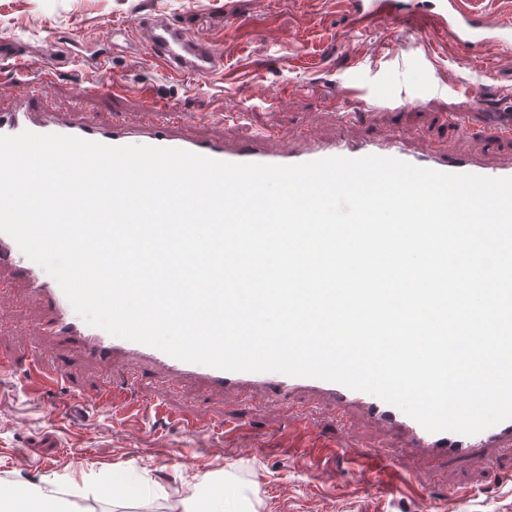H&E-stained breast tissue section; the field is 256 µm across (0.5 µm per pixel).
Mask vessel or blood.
<instances>
[{
	"label": "vessel or blood",
	"instance_id": "vessel-or-blood-1",
	"mask_svg": "<svg viewBox=\"0 0 512 512\" xmlns=\"http://www.w3.org/2000/svg\"><path fill=\"white\" fill-rule=\"evenodd\" d=\"M353 11L362 21L395 12L399 0H351ZM435 19L457 45L473 47L485 42L491 26L481 13L470 9L468 0H437ZM146 48L145 59L172 76L206 78L224 69V52L203 37L189 35L183 25L167 16L153 14L141 25ZM29 130L40 134H62L107 145L121 146L128 140L140 144L177 148L230 163L293 165L341 156L357 159L367 155L396 158L416 166L449 173H468L487 177H512V163L491 167L479 157L459 153L453 156L428 154L409 148L401 138L388 140H350L339 136L330 141H313L299 151L275 148L269 135L248 132L239 138L206 139L183 134L175 123L159 121L148 126L125 122L96 125L74 113L46 111L39 101L23 96L18 106L0 110V134L15 135ZM23 279L47 311L37 333L48 344L64 342L80 347L88 360L109 362L124 358L140 366L159 368L170 379L192 377L214 391H244L262 387L286 396L299 389H312L328 398L337 411L345 413L359 407L371 421L399 430L413 447L430 458H469L493 460L501 451L512 448V419L504 420L480 433H431L415 419L372 394L317 378L292 377L276 372H235L188 363L140 343L117 338L91 326L73 313V307L57 282L44 275L39 264L29 259L12 237L0 233V298L8 295L14 279ZM24 379L32 393L49 388H68L71 373L64 365L45 370L39 358L29 360ZM94 403L109 407L113 414L128 413L133 391L124 386L106 385L92 396Z\"/></svg>",
	"mask_w": 512,
	"mask_h": 512
}]
</instances>
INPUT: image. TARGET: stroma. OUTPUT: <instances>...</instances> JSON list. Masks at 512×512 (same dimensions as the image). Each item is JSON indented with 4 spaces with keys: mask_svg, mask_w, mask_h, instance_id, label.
I'll return each mask as SVG.
<instances>
[{
    "mask_svg": "<svg viewBox=\"0 0 512 512\" xmlns=\"http://www.w3.org/2000/svg\"><path fill=\"white\" fill-rule=\"evenodd\" d=\"M495 25L492 40L475 48L454 44L437 28L428 0H402L416 24L356 20L349 0H0V109L16 103L19 62L48 69L30 92L43 107L77 112L88 121L113 115L146 123L139 93L170 97L192 137L236 138L234 116L250 130L273 134L279 148L300 149L342 133L351 138L402 136L410 147L471 152L489 165L512 161V132L493 140L485 128L512 121V10L506 0H475ZM161 13L224 50V72L211 79L173 78L143 59L136 35L145 14ZM107 56L106 67L96 64ZM119 81L129 88L114 102L98 88ZM362 91L367 123L351 122L338 95ZM414 100L407 112L390 103ZM16 282L14 299L0 302V354L24 362L43 348L47 366L66 361L72 389L33 395L21 372L0 376V482L57 481L59 497L84 512H169L199 476L231 479L259 512H512V454L430 461L421 451L357 411L337 418L330 400L300 391L289 399L267 390L206 392L190 380L168 382L146 372L138 407L112 418L101 405L81 402L106 380L123 382L121 363H93L74 347L44 345L36 334L47 313L26 300ZM165 400L176 412H199L195 435L156 422L151 405ZM307 431L286 446L294 409ZM334 444L319 457L312 441ZM386 456L406 482L383 489L370 482L362 461ZM133 469L141 497L115 501L95 484L113 471ZM461 495L448 500V487Z\"/></svg>",
    "mask_w": 512,
    "mask_h": 512,
    "instance_id": "obj_1",
    "label": "stroma"
}]
</instances>
